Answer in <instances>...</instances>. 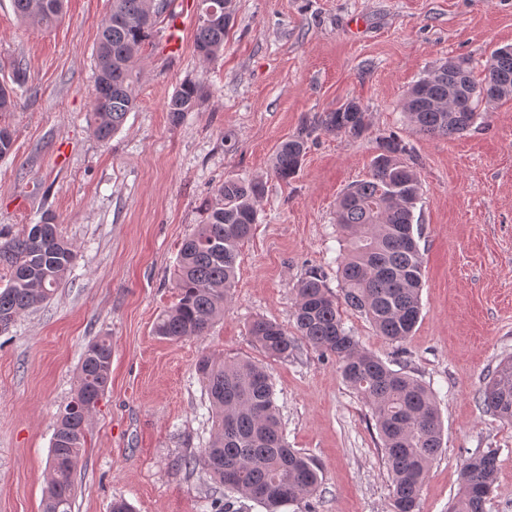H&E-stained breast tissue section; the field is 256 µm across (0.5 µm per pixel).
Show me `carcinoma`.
I'll return each mask as SVG.
<instances>
[{
    "label": "carcinoma",
    "instance_id": "cac0c4a2",
    "mask_svg": "<svg viewBox=\"0 0 512 512\" xmlns=\"http://www.w3.org/2000/svg\"><path fill=\"white\" fill-rule=\"evenodd\" d=\"M233 0H201L194 49L205 61L224 52L227 24L210 23L205 10ZM20 19L46 28L62 18L65 0H13ZM170 0H110L95 49L93 135L107 141L136 108L134 86L140 53L153 36ZM464 74L467 87L448 99V85ZM494 91L512 93V45L495 49L484 78H473L470 62L451 58L409 89L403 110L417 132L449 136L469 131L481 117L478 106ZM205 97L201 84L182 82L167 110L180 120ZM18 105L14 88L0 84V112ZM328 134L361 137L368 130L366 110L351 100L314 122ZM311 129L302 127L275 153L273 175L294 178L306 154ZM369 175L352 185L336 204V224L346 237L338 263L341 297L311 271L296 288L293 331L264 318L253 320L250 336L270 357L286 360L306 342L323 357H333L343 380L371 409L391 480L389 512H418L429 466L442 452L440 413L432 390L418 379L387 365L361 348L344 328L338 299L367 317L392 344L405 342L421 314L423 257L414 233V211L421 182L409 149L394 135L379 139ZM261 180L224 179L206 202V221L182 243L174 270L178 301L156 320L155 335L180 341L205 335L224 316L234 288L242 244L257 224ZM74 249L46 221L20 234L0 232V270L8 276L0 289V333L18 317L50 299L70 272ZM112 345L100 337L84 349L72 400L59 414L50 449V479L44 512H71L73 475L86 443L87 417L103 397L110 378ZM196 372L212 413L211 437L199 452L174 461L200 471L224 489L251 499L265 512H315L313 498L322 478L317 461L288 447L279 418L275 389L265 368L252 360L204 355ZM482 409L512 422V357L500 362L480 398ZM499 467L497 451L469 457L458 495L449 512H485Z\"/></svg>",
    "mask_w": 512,
    "mask_h": 512
}]
</instances>
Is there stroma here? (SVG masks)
<instances>
[{
    "instance_id": "stroma-1",
    "label": "stroma",
    "mask_w": 512,
    "mask_h": 512,
    "mask_svg": "<svg viewBox=\"0 0 512 512\" xmlns=\"http://www.w3.org/2000/svg\"><path fill=\"white\" fill-rule=\"evenodd\" d=\"M198 5L173 0L182 42L170 50L168 25L158 24L137 106L102 142L90 125L108 0H67L50 28L20 23L0 0V82L15 63L27 71L17 109L0 114L14 140L0 159V228L18 234L49 214L75 252L53 297L0 334V512H42L56 418L86 345L101 336L112 343L111 377L88 418L72 512H109L116 498L134 512H210L221 489L172 466L211 436L194 370L208 353L265 364L289 445L322 465L316 512H388L371 411L336 361L304 343L288 360L267 358L248 326L259 317L291 326L309 271L338 291L336 200L369 174L377 137L390 134L410 147L422 185L421 318L402 354L358 313L344 310V326L436 396L444 451L420 512H448L463 464L488 448L500 465L486 512H512V424L480 405L512 356V99L452 136L416 133L403 111L409 87L448 58L468 57L479 74L512 44V0H236L224 53L208 62L194 51ZM188 79L206 96L175 124L167 103ZM352 99L367 110L368 132H314L297 176L276 179L278 146ZM229 176L262 179L266 190L224 316L200 337L155 336L156 318L178 300L179 246Z\"/></svg>"
}]
</instances>
